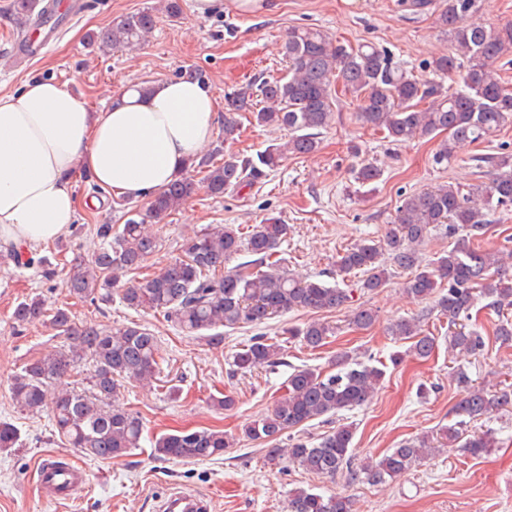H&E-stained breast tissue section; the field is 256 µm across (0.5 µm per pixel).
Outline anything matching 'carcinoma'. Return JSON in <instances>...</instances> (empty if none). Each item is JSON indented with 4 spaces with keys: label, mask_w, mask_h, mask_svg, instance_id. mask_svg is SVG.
<instances>
[{
    "label": "carcinoma",
    "mask_w": 512,
    "mask_h": 512,
    "mask_svg": "<svg viewBox=\"0 0 512 512\" xmlns=\"http://www.w3.org/2000/svg\"><path fill=\"white\" fill-rule=\"evenodd\" d=\"M479 3L442 0L439 4L435 22L450 36L454 52L426 62L432 79L416 76L386 50L335 44L314 28L291 30L282 46L287 73L236 89L227 99L223 139L193 161L185 174L155 191L145 212L131 210L120 228L95 225L99 247L90 261L74 263L69 293L109 303L115 291L128 307L161 313L211 345L224 342V328L257 327L280 314L330 310L349 302L351 288L280 270L276 248L288 235V225L276 217L253 225L246 234L229 224L216 225L187 238L182 256L151 277L134 283L123 277L142 268L158 247L148 220L170 214L202 189L221 197L261 182L290 156L315 152L321 130L333 117L332 74L359 101L358 119L386 132L390 141L406 143L448 133L434 154L437 165H448L457 145L482 141L511 125L512 92L500 82L495 63L512 49V23L484 25L476 19ZM39 5L40 0H13L11 10L29 18L42 13ZM157 19L152 11L142 10L104 31L89 33L88 41L114 49L134 47L156 28ZM444 78L456 87H444ZM241 112L250 113L261 126L288 131V139L274 140L254 156L229 150L240 134L236 115ZM492 165L496 168L492 179L466 191L442 185L405 197L384 243L364 239L336 261V275L362 273L358 287L367 292L384 287L393 267L410 271L404 293L412 301H431L448 318L454 325L448 348L464 356L476 355L485 347L484 337L469 325L475 304L483 300L484 308L496 313L512 308V251L469 245L470 239L485 233L490 216L512 207V154L493 158ZM202 171L205 176L197 178ZM438 227L455 242L436 262L425 266L420 247ZM241 252L254 259L233 270L224 269L225 262ZM0 262L35 267L46 279L54 275L47 258L24 259L12 247L0 253ZM13 316L20 326L42 319L67 340V348L37 358L13 375V401L32 412L49 407L54 432L85 458L114 459L140 447L142 421L117 406L116 400L123 380L148 383L159 372L156 336L139 324L116 331L91 320L78 325L68 310L47 308L40 294L18 302ZM389 330L393 336L412 340L410 352L420 358L429 357L436 348V337L424 333L417 318H400ZM281 334L315 349L325 345L331 328L311 321L301 327H284ZM284 355L282 344L268 336H254L233 355L232 366L240 372L276 368L285 364ZM83 360L92 368L90 388L59 387ZM335 368L336 372L327 374L313 368L293 370L286 394L270 413L246 426L245 436L253 441L272 440L288 429L362 406L371 400L383 377L381 369L347 353L336 356ZM458 380L467 387L454 408L458 420L442 428L438 437L407 439L382 458L357 465L352 428L339 425L316 444L297 438L286 448H272L269 460L286 462L317 477L341 475L349 484L382 485L414 468L438 447L457 444L478 457L491 451L494 438L489 431L466 436L464 425L511 405L512 392L475 386L464 375ZM19 439L13 424L0 422L1 449L15 447ZM234 445L235 438L221 430L182 431L157 437L153 456L195 463L220 456ZM288 512H353V501L297 488L289 494Z\"/></svg>",
    "instance_id": "carcinoma-1"
}]
</instances>
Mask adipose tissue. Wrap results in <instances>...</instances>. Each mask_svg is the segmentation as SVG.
Returning <instances> with one entry per match:
<instances>
[{
  "instance_id": "ef3b65f1",
  "label": "adipose tissue",
  "mask_w": 512,
  "mask_h": 512,
  "mask_svg": "<svg viewBox=\"0 0 512 512\" xmlns=\"http://www.w3.org/2000/svg\"><path fill=\"white\" fill-rule=\"evenodd\" d=\"M217 119L211 90L186 80L127 85L101 112L52 81L0 92V243L61 237L78 207L77 171L116 197L150 195L185 171Z\"/></svg>"
}]
</instances>
